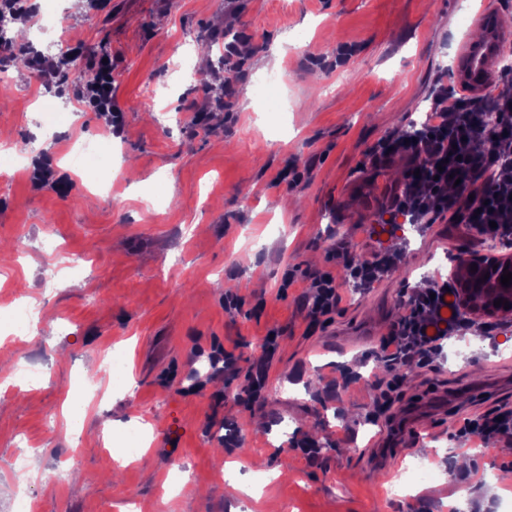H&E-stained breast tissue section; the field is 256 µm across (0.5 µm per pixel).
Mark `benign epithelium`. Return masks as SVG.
Here are the masks:
<instances>
[{"label":"benign epithelium","mask_w":512,"mask_h":512,"mask_svg":"<svg viewBox=\"0 0 512 512\" xmlns=\"http://www.w3.org/2000/svg\"><path fill=\"white\" fill-rule=\"evenodd\" d=\"M477 271H471V266ZM455 267L464 268L457 278L456 287L465 310L477 319H494L512 316V284L505 287L494 278L495 268L512 270V252L500 251L492 246L485 253L460 251L455 257ZM506 301L509 308L494 306L496 300Z\"/></svg>","instance_id":"1"}]
</instances>
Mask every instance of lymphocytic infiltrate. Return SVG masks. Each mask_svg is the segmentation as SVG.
<instances>
[{
	"mask_svg": "<svg viewBox=\"0 0 512 512\" xmlns=\"http://www.w3.org/2000/svg\"><path fill=\"white\" fill-rule=\"evenodd\" d=\"M96 78L78 85L75 96L94 111L112 113V65L92 59ZM497 123H489V115ZM512 95H474L435 81L429 115L406 131L379 139L368 151L372 165L405 160L408 173L389 205L414 224L450 221L464 225L470 240L512 244ZM401 252L356 254L350 242L337 241L330 250V269L311 275L303 306L312 322L335 312L342 286L333 268L346 270L349 280L367 288L395 268ZM453 283L441 280L415 289L403 312L380 339L386 363L396 369L428 366L439 359L444 343L459 333L491 335L499 323L468 318L455 300ZM464 440L512 443V408L466 419Z\"/></svg>",
	"mask_w": 512,
	"mask_h": 512,
	"instance_id": "f902f5d3",
	"label": "lymphocytic infiltrate"
}]
</instances>
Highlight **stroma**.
I'll use <instances>...</instances> for the list:
<instances>
[{
	"instance_id": "1",
	"label": "stroma",
	"mask_w": 512,
	"mask_h": 512,
	"mask_svg": "<svg viewBox=\"0 0 512 512\" xmlns=\"http://www.w3.org/2000/svg\"><path fill=\"white\" fill-rule=\"evenodd\" d=\"M69 47L109 54L121 125L74 100L73 79L32 72L29 42L0 50V133L11 146L49 138L0 177V315L25 293L39 342L0 347V512H15L17 449L33 450L47 479L28 494L35 512H512L492 492L507 456L463 442L466 418L512 405V349L466 334L436 368L409 372L391 407L367 421L390 371L373 372L381 336L417 282L451 274L468 240L442 222L415 225L391 248L401 263L370 291L347 290L338 311L310 325L298 297L327 265L334 242L356 252L389 213L407 174L395 160L368 166L365 151L421 120L436 78L457 82V61L482 41L512 0H58ZM244 58L224 69V47ZM224 81L202 89V70ZM159 89L153 101L145 83ZM54 100L56 120L36 124L25 105ZM233 104L224 111L220 100ZM112 144L111 194L86 192L74 161L82 141ZM287 235H279L280 226ZM54 265L84 259L79 277L46 282ZM294 282L283 287L285 271ZM243 297L224 309V297ZM278 331L263 402L238 396L263 338ZM234 352L239 370L211 357ZM120 355L128 385L112 386ZM43 364L35 385L27 368ZM97 376L104 394L85 403L71 442L66 390ZM379 384L366 385L367 375ZM147 425L145 462L114 469L124 435ZM316 431L325 450L307 458L296 441ZM66 473L57 464L66 452ZM236 461V486L224 463Z\"/></svg>"
}]
</instances>
